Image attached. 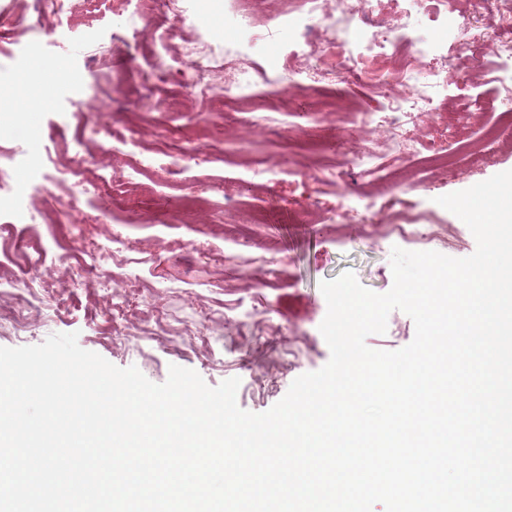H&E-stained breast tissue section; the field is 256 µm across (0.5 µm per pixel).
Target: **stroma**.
<instances>
[{
	"instance_id": "obj_1",
	"label": "stroma",
	"mask_w": 512,
	"mask_h": 512,
	"mask_svg": "<svg viewBox=\"0 0 512 512\" xmlns=\"http://www.w3.org/2000/svg\"><path fill=\"white\" fill-rule=\"evenodd\" d=\"M462 10L475 7L456 0L436 17L429 0L415 3L419 36L448 61L432 89L447 100L448 117L415 119L407 135L460 159L448 175L426 179L392 134L363 129V113L387 103L380 91L344 86L328 105L300 90L296 69H282L306 33L329 32L330 18H284L275 0H257L260 24L247 28L204 0H183L175 19L152 16L149 0H104L96 12L87 0H67L40 24L17 0H0V12L18 22L0 39V88L34 60L61 65L47 101L0 111V190L24 192L19 213L1 212L0 226L23 220L48 251L47 265H30L18 280L11 241L0 237V346L74 332L81 348L156 384L173 365L212 387L239 378V407L267 411L330 358L319 331L322 281L350 271L369 290L389 291L393 247L414 248L402 224L437 225L444 240L430 248L444 255L476 249L469 228L436 199L512 169L507 147L490 149L478 168L461 160L463 145L512 107V62L454 59ZM185 40L204 42L216 66L240 59L236 73L217 76L235 95L224 110L177 85L152 91L147 49ZM258 69L288 96L247 104ZM109 126L132 131L131 142L113 141ZM366 148L385 164L374 178L350 164ZM179 149L185 167L175 175L169 160ZM77 161L96 186L80 200L58 178ZM323 169L335 180L318 181ZM23 295L35 302L17 323L8 312ZM414 335L411 317L395 310L386 333L366 343L396 350Z\"/></svg>"
}]
</instances>
